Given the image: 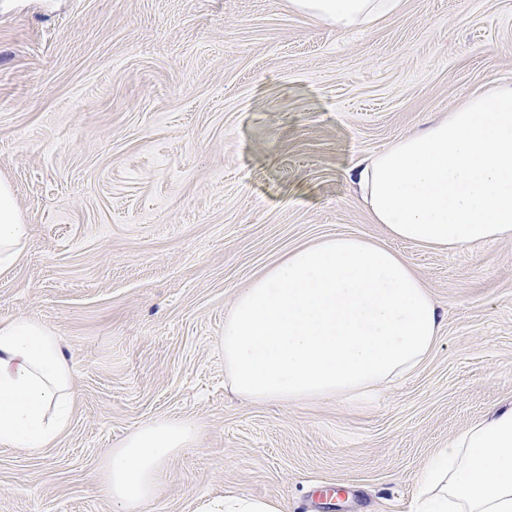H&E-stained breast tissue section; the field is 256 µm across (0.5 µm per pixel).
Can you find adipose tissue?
I'll return each mask as SVG.
<instances>
[{
    "label": "adipose tissue",
    "instance_id": "obj_1",
    "mask_svg": "<svg viewBox=\"0 0 512 512\" xmlns=\"http://www.w3.org/2000/svg\"><path fill=\"white\" fill-rule=\"evenodd\" d=\"M404 0H288L295 13L347 31L399 13ZM346 176L385 241L336 234L288 252L236 295L224 319V370L257 403L353 401L414 371L441 332L438 303L400 240L441 252L512 241V83L356 160ZM29 226L0 179V274L21 257ZM72 366L47 324L0 318V446L37 451L71 427ZM190 419L141 424L113 449L103 486L115 512H145L166 463L194 447ZM417 512H512V408L439 449L421 476Z\"/></svg>",
    "mask_w": 512,
    "mask_h": 512
}]
</instances>
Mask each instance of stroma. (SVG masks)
<instances>
[{"label":"stroma","mask_w":512,"mask_h":512,"mask_svg":"<svg viewBox=\"0 0 512 512\" xmlns=\"http://www.w3.org/2000/svg\"><path fill=\"white\" fill-rule=\"evenodd\" d=\"M493 79L512 81V0H405L344 34L287 0H0V178L29 226L0 318L50 325L77 394L56 445L0 447V512H114L106 456L164 416L200 436L145 512L227 493L413 512L437 451L512 406V242H393L445 322L413 374L362 402L237 397L224 317L294 248L382 239L350 162Z\"/></svg>","instance_id":"stroma-1"}]
</instances>
